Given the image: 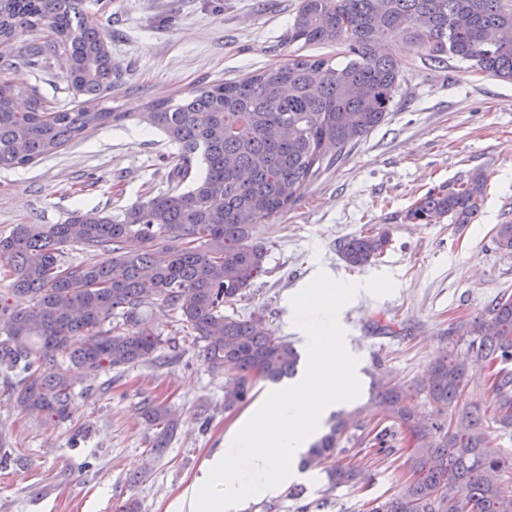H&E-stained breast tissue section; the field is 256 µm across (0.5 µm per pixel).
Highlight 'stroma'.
<instances>
[{
    "instance_id": "35a3bbf8",
    "label": "stroma",
    "mask_w": 512,
    "mask_h": 512,
    "mask_svg": "<svg viewBox=\"0 0 512 512\" xmlns=\"http://www.w3.org/2000/svg\"><path fill=\"white\" fill-rule=\"evenodd\" d=\"M299 6L300 0H91L121 71L111 106L128 118L34 164L0 170V234L16 224H60L79 209L118 216L171 189L177 147L139 124L135 112L150 100L285 60L292 49L283 38ZM41 40L40 32L17 29L0 54L14 62L21 82L71 108L56 58L44 54L33 68L23 59L24 48ZM394 50L407 67L387 119L322 172L295 206L256 225L269 272L232 307L242 317L263 315L300 350L290 299L315 269L344 281L389 274L392 294L361 296L342 313L360 360L363 402L376 376L420 378L445 350L450 324L479 317L501 295L512 297V253L493 242L497 225L512 222V83L453 59L446 68L429 67L402 41ZM476 170L487 176L478 221L406 220L416 198ZM370 227L389 229L387 251L368 266L348 267L338 241ZM144 317L166 341L160 359L77 381L69 420L18 415L0 375V512H117L130 497L139 512H175L203 462L223 449L225 434L245 413L225 410L226 376L204 361L200 347L177 338L172 311L153 305ZM380 318L399 332L374 329ZM147 401L179 420L159 456L150 452L152 431L141 417ZM356 461L357 482L333 489L320 470L305 482L303 498L253 496L244 512H300L308 503L320 512H367L408 476L399 452L384 456L364 447Z\"/></svg>"
}]
</instances>
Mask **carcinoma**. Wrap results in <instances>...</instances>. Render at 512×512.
<instances>
[{
  "label": "carcinoma",
  "mask_w": 512,
  "mask_h": 512,
  "mask_svg": "<svg viewBox=\"0 0 512 512\" xmlns=\"http://www.w3.org/2000/svg\"><path fill=\"white\" fill-rule=\"evenodd\" d=\"M41 32L43 50L67 58L63 78L77 99L57 109L37 89L0 66V169L30 165L68 143L128 118L106 106L119 72L89 0H0V47L15 31ZM400 37L433 67L452 58L473 72L512 81V0H301L288 45H334L344 61L291 54L260 73L148 103L138 119L177 145L174 188L127 209L120 218L74 212L61 224H16L0 235V366L17 372L13 409L66 420L74 383L159 358L164 340L143 308L159 304L202 343L205 360L227 374L224 409L250 399L258 379L295 375L300 353L260 316L224 312L268 273L254 227L297 203L307 186L386 120L401 88L404 63L389 47ZM486 176L470 174L432 189L406 213L412 223L472 224L480 217ZM497 248L512 252V224L496 227ZM379 229L343 238L338 253L364 267L389 246ZM78 245L84 263L64 259ZM512 297L485 315L448 328V350L409 384L380 380L370 401L334 416L307 451L321 463L352 455L344 437L379 411L388 425L367 443L388 455L404 442L409 477L371 512H512V457L493 446L490 430H512ZM487 372V398L462 414L470 366ZM432 418L417 415L420 406ZM151 452L173 437L177 422L148 402ZM358 476L331 466L330 488Z\"/></svg>",
  "instance_id": "1"
}]
</instances>
